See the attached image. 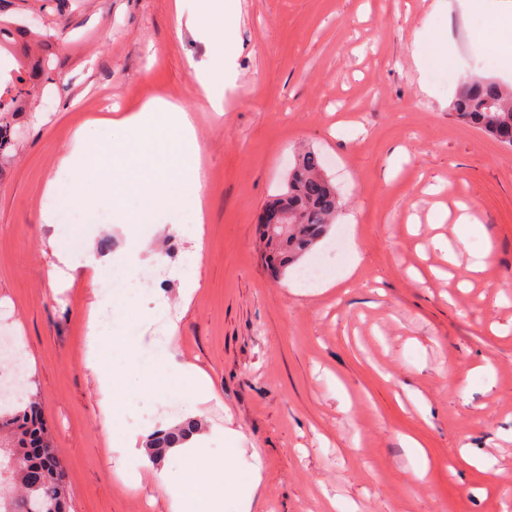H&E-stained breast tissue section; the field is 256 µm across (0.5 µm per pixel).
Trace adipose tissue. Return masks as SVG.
Instances as JSON below:
<instances>
[{
	"label": "adipose tissue",
	"instance_id": "adipose-tissue-1",
	"mask_svg": "<svg viewBox=\"0 0 512 512\" xmlns=\"http://www.w3.org/2000/svg\"><path fill=\"white\" fill-rule=\"evenodd\" d=\"M463 6L483 15L496 34L500 58L511 55L512 0H463ZM238 19V0H199L186 20L187 28L208 43L206 65L195 70L196 91L215 112L222 111L224 91L238 77ZM103 124L111 129L112 138L102 154L93 155L85 130H76L69 151L58 162L59 170L68 172V182L60 183L54 177L46 183L49 196H61L63 204L80 209L90 224L97 221L102 199L111 198V223L135 236L132 248L117 258L85 255L83 266L95 283L103 280L111 263L130 272L141 266L148 242L138 233L142 225L155 223L160 211L188 207L195 212L197 224L205 222L204 173L193 113L166 98L152 96L138 111L118 113ZM129 198L138 200L137 208L126 207ZM88 367L98 384L101 425L112 430L122 399L117 375L111 362L94 352L88 357ZM206 441L201 434L175 448L163 468L150 467L145 473L131 475L122 466L117 475L134 484L147 479L163 489L170 512H182L193 496L203 498L206 512H224L223 486L225 480L236 477L235 457L202 458L200 451ZM202 470L212 475L211 484L199 482Z\"/></svg>",
	"mask_w": 512,
	"mask_h": 512
}]
</instances>
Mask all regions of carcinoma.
I'll use <instances>...</instances> for the list:
<instances>
[{
	"label": "carcinoma",
	"mask_w": 512,
	"mask_h": 512,
	"mask_svg": "<svg viewBox=\"0 0 512 512\" xmlns=\"http://www.w3.org/2000/svg\"><path fill=\"white\" fill-rule=\"evenodd\" d=\"M52 73L49 59L25 54L9 78L0 81L1 154L20 134L14 128V115L25 109L44 84L53 81ZM452 111L459 122L497 142L504 136L512 137V91L503 84L475 74L464 77ZM272 204L303 217L291 225L288 236L275 243L266 241V264L273 273L283 274L327 234L341 208L336 186L324 174L318 153H298L286 192ZM201 432V421L191 417L166 430H156L146 439L147 454L154 461L160 460L168 449ZM48 442L36 401L21 406L0 397V486L17 490L15 495H0V512H66L63 471L55 451H50L54 462L47 461L43 448Z\"/></svg>",
	"instance_id": "carcinoma-1"
}]
</instances>
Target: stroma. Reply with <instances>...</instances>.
I'll return each mask as SVG.
<instances>
[{
	"label": "stroma",
	"mask_w": 512,
	"mask_h": 512,
	"mask_svg": "<svg viewBox=\"0 0 512 512\" xmlns=\"http://www.w3.org/2000/svg\"><path fill=\"white\" fill-rule=\"evenodd\" d=\"M433 2L240 0L239 75L218 114L196 95L207 45L176 33L174 0H0V18L42 35L60 74L0 155V336L24 351L23 392L57 450L68 512H167L154 485L117 478L111 446L192 406L184 387L137 383L104 433L87 366L93 284L79 269L58 288L49 278L52 238L103 256L130 247L105 204L95 224L44 223L45 187L75 130L106 143L99 99L131 112L151 95L196 114L206 224L199 241L187 210L145 228L163 257L149 270L171 273L148 294L129 275L101 317L103 354L125 366L110 340L129 325L139 371L160 341L173 365L207 374L209 452L235 447L238 472L258 474L251 512H512V152L451 110L466 72H488L481 16L448 0V63L418 67ZM302 147L327 161L342 203L300 262L327 267L311 287L299 268L268 272L259 234ZM440 205L472 207L480 224L452 262L451 224L430 221Z\"/></svg>",
	"instance_id": "obj_1"
}]
</instances>
